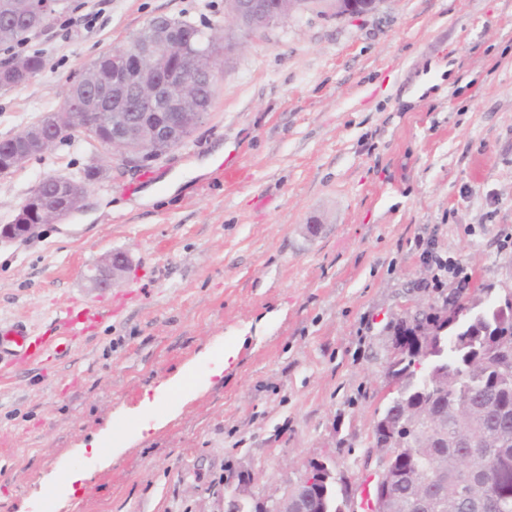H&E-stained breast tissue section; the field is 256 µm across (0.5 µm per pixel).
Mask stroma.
<instances>
[{
    "label": "stroma",
    "instance_id": "obj_1",
    "mask_svg": "<svg viewBox=\"0 0 512 512\" xmlns=\"http://www.w3.org/2000/svg\"><path fill=\"white\" fill-rule=\"evenodd\" d=\"M159 16L213 21L224 0H71L17 46L46 64L0 90V141ZM226 41L183 145L129 167L77 132L0 174L1 226L43 177L101 170L79 213L0 245V321L40 328L74 298L127 300L88 342L0 378V512L47 498L53 512H224L226 465L282 488L331 449L358 483L390 322L463 279L470 295L512 283V0H381L342 19L315 7ZM228 158L245 171L232 186ZM422 237L462 271L438 292ZM115 250L128 269L92 290ZM186 366L196 390L161 391ZM94 441L105 456L86 453ZM75 470L87 478L72 493Z\"/></svg>",
    "mask_w": 512,
    "mask_h": 512
}]
</instances>
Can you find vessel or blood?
I'll return each instance as SVG.
<instances>
[{
    "label": "vessel or blood",
    "mask_w": 512,
    "mask_h": 512,
    "mask_svg": "<svg viewBox=\"0 0 512 512\" xmlns=\"http://www.w3.org/2000/svg\"><path fill=\"white\" fill-rule=\"evenodd\" d=\"M111 316V308L75 300L65 308L63 316L38 330L22 322L0 324V376L31 363H45L67 351L74 341L89 340Z\"/></svg>",
    "instance_id": "vessel-or-blood-1"
}]
</instances>
